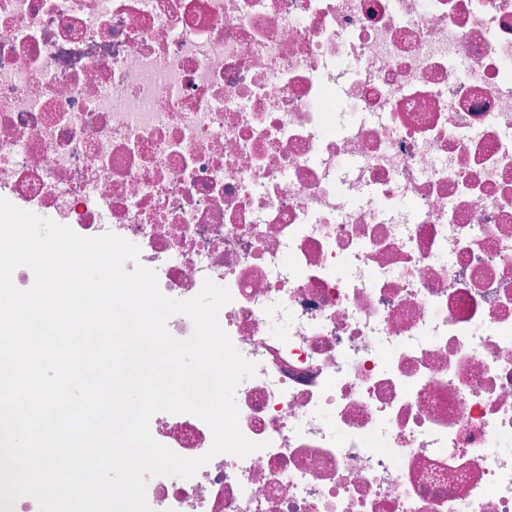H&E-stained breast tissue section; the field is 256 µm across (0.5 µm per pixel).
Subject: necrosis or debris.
<instances>
[{
    "mask_svg": "<svg viewBox=\"0 0 512 512\" xmlns=\"http://www.w3.org/2000/svg\"><path fill=\"white\" fill-rule=\"evenodd\" d=\"M0 198L230 291L153 512H512V0H0Z\"/></svg>",
    "mask_w": 512,
    "mask_h": 512,
    "instance_id": "4bbe7bcc",
    "label": "necrosis or debris"
}]
</instances>
